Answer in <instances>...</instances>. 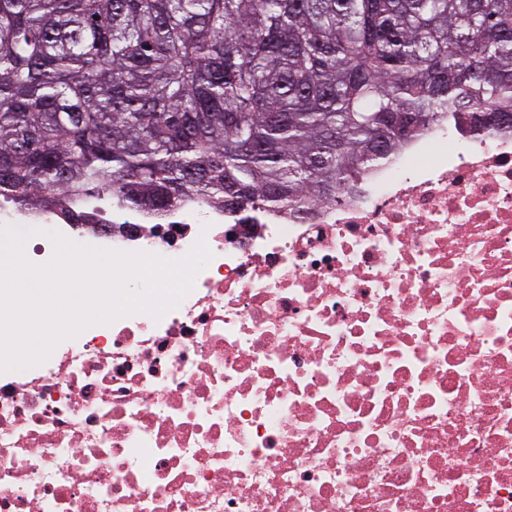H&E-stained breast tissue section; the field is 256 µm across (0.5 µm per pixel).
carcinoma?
Instances as JSON below:
<instances>
[{"instance_id":"carcinoma-1","label":"carcinoma","mask_w":512,"mask_h":512,"mask_svg":"<svg viewBox=\"0 0 512 512\" xmlns=\"http://www.w3.org/2000/svg\"><path fill=\"white\" fill-rule=\"evenodd\" d=\"M457 109L512 114V0H0V200L303 210Z\"/></svg>"}]
</instances>
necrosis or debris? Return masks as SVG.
I'll return each mask as SVG.
<instances>
[{
    "label": "necrosis or debris",
    "mask_w": 512,
    "mask_h": 512,
    "mask_svg": "<svg viewBox=\"0 0 512 512\" xmlns=\"http://www.w3.org/2000/svg\"><path fill=\"white\" fill-rule=\"evenodd\" d=\"M213 257L0 373V512H512V127L448 118L301 211L0 202Z\"/></svg>",
    "instance_id": "1"
}]
</instances>
